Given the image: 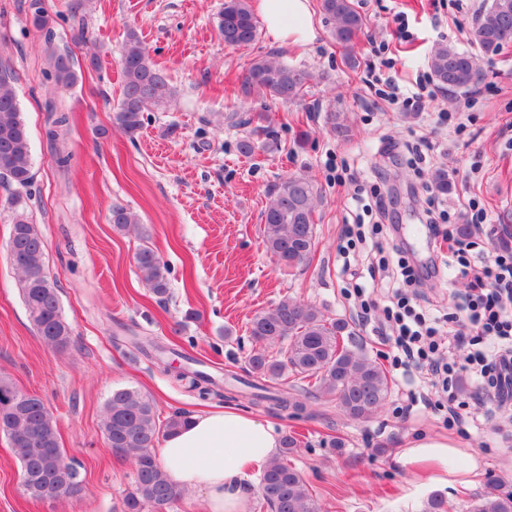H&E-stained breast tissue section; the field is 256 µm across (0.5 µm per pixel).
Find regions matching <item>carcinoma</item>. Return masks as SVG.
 <instances>
[{"label": "carcinoma", "mask_w": 512, "mask_h": 512, "mask_svg": "<svg viewBox=\"0 0 512 512\" xmlns=\"http://www.w3.org/2000/svg\"><path fill=\"white\" fill-rule=\"evenodd\" d=\"M321 10L332 24L336 42L352 50L354 40L365 27V20L354 0H320ZM32 23L41 30L51 29L53 18L40 0H33ZM218 30L230 47L248 45L258 36V21L251 0H224L218 17ZM470 43L485 53H495L512 43V0H491L475 18L469 32ZM51 77L58 86L73 87L78 82L74 59L69 49L54 50L50 56ZM427 67L436 83L450 92H467L476 83L479 70L476 58L452 44L434 48ZM122 97L112 113V124L129 136L144 127L145 113L165 105L174 94L166 72L149 57L144 41L135 31L127 34L121 52ZM311 75L279 61L258 59L243 82L246 94L258 89L285 103L301 97ZM264 134L257 127L252 136L238 143L243 155L272 144L258 143ZM0 183L16 189L10 198L12 229L8 255L19 271V290L28 318L37 334L55 348L71 343V327L62 315L59 288L48 276L44 264V239L27 211L26 199L32 196V150L28 127L21 115L13 88L11 69L0 66ZM313 182L303 176L283 178L268 193L261 214L263 244L277 262L301 270L315 248ZM110 223L119 230L140 223L136 213L115 205ZM143 280L158 297L168 293V267L153 248L145 245L135 256ZM353 335L349 323L328 319L316 307L284 300L257 314L251 321L250 336L264 344L288 341L282 359H273L261 350L250 354L249 373L260 378H278L289 371L301 380H311L305 392L333 397L349 417L371 418L385 402L389 377L376 362L345 341ZM18 388L0 378V431L18 452L24 492L41 498L42 484L55 485V501L77 503L83 480L73 462L64 457L56 422L44 400L32 395L16 399ZM254 400L272 401L282 411L300 412L304 403L293 395L257 393ZM189 419L186 412H175L165 421L156 415L153 401L141 392L123 388L112 391L103 419L102 431L112 451L131 460L134 469L131 487L122 499L123 512H165L180 498L181 492L168 479L159 464L155 447L161 437L182 428ZM297 446L291 434L282 438L280 453L270 460L260 476V495L272 512H315L309 489L302 476L285 457ZM470 512H512V492L496 489L473 500Z\"/></svg>", "instance_id": "1"}]
</instances>
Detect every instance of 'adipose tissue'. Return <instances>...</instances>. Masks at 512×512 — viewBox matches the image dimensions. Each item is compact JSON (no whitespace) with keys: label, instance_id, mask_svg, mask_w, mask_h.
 <instances>
[{"label":"adipose tissue","instance_id":"obj_1","mask_svg":"<svg viewBox=\"0 0 512 512\" xmlns=\"http://www.w3.org/2000/svg\"><path fill=\"white\" fill-rule=\"evenodd\" d=\"M268 35L279 43L305 45L317 37L310 0H258ZM280 435L274 424L233 408L191 415L175 434L163 438L156 457L178 488L201 495L206 512H249L253 496L247 481L276 456ZM464 463L449 469L448 460ZM399 460L411 475L432 482H474L478 456L462 455L458 443L427 436L402 450Z\"/></svg>","mask_w":512,"mask_h":512}]
</instances>
